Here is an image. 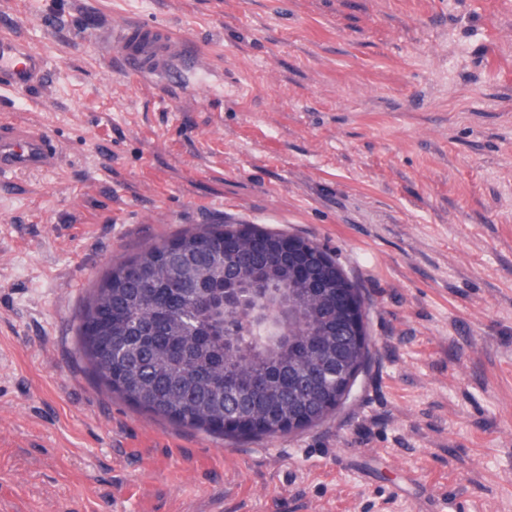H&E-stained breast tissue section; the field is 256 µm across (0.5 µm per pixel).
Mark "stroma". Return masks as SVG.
I'll return each instance as SVG.
<instances>
[{
  "label": "stroma",
  "mask_w": 512,
  "mask_h": 512,
  "mask_svg": "<svg viewBox=\"0 0 512 512\" xmlns=\"http://www.w3.org/2000/svg\"><path fill=\"white\" fill-rule=\"evenodd\" d=\"M127 18L223 93L125 72ZM1 34L46 73L0 122L60 161L0 179V512H512V0H0ZM213 223L360 286L371 364L324 422L213 436L89 375L96 281ZM267 246L270 253L277 258L288 254V267H292L295 273L300 275L305 273L306 267L303 261L305 258H310L312 249L309 246L296 238L289 237L288 240L284 241H270Z\"/></svg>",
  "instance_id": "stroma-1"
}]
</instances>
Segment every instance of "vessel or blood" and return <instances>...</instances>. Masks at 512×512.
I'll use <instances>...</instances> for the list:
<instances>
[{
	"label": "vessel or blood",
	"instance_id": "1",
	"mask_svg": "<svg viewBox=\"0 0 512 512\" xmlns=\"http://www.w3.org/2000/svg\"><path fill=\"white\" fill-rule=\"evenodd\" d=\"M101 39L121 56L127 70L139 77H162L183 72L189 60L188 42L162 25L132 22L113 25ZM45 70L42 54L24 42L0 37V79L24 91L37 86ZM58 148L29 126H0V176L42 171L56 163Z\"/></svg>",
	"mask_w": 512,
	"mask_h": 512
}]
</instances>
